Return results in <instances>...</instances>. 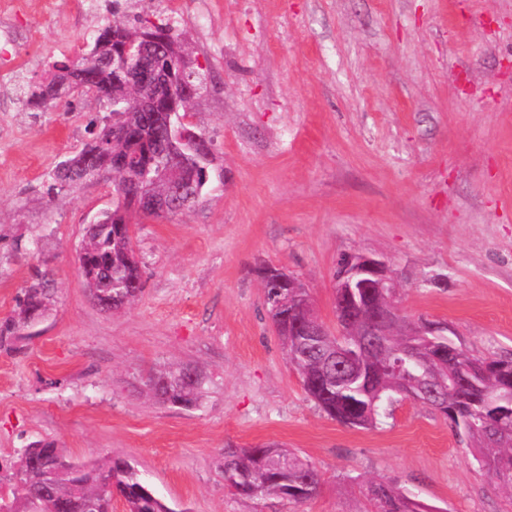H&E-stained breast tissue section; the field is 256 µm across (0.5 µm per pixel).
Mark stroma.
<instances>
[{
	"mask_svg": "<svg viewBox=\"0 0 512 512\" xmlns=\"http://www.w3.org/2000/svg\"><path fill=\"white\" fill-rule=\"evenodd\" d=\"M170 15L205 77L189 107L210 140V185L193 206L133 217L145 287L116 312L90 300L83 228L112 182L48 193L58 162L92 138V112L22 111L0 80V318L34 267L56 301L0 350V457L54 442L131 462L174 512H368L376 480L439 512H512L439 410L410 399L354 428L303 391L263 304L259 271L296 276L328 329L334 274L365 254L396 279L408 319L447 325L477 356L512 357V0H128ZM105 0H23L25 80L77 58ZM39 249H32V241ZM191 365L197 407L146 382ZM279 444L312 463L311 500L247 499L224 487L225 453Z\"/></svg>",
	"mask_w": 512,
	"mask_h": 512,
	"instance_id": "obj_1",
	"label": "stroma"
}]
</instances>
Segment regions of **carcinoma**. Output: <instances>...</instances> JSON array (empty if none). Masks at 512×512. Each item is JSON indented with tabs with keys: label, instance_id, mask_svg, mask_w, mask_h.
<instances>
[{
	"label": "carcinoma",
	"instance_id": "1",
	"mask_svg": "<svg viewBox=\"0 0 512 512\" xmlns=\"http://www.w3.org/2000/svg\"><path fill=\"white\" fill-rule=\"evenodd\" d=\"M113 20L99 28L92 49L78 59L73 90L61 82L71 68L68 61L54 62L41 78L29 82L20 99L25 109L43 111L57 106L75 94L87 106H102L112 116L91 142L66 159L70 173L54 169L47 192L52 193L85 180L84 171L97 165L102 174L112 173V157H124L136 163L137 170L147 164L157 168L159 152L168 132L161 123L147 124L145 113L135 105L151 98L152 91L112 69V55L127 57L128 70L154 63L147 53L153 38L168 39L179 46L187 58V44L175 32L168 18L144 26H129L117 19L120 0L106 5ZM174 93L190 87L200 93L201 74L193 67L175 71ZM132 177L123 172L112 178V209L104 211L95 224L85 230L79 254L81 272L87 287L112 298L117 311L133 302L143 291L139 261L127 247L131 196L136 187L126 185L121 193L118 183ZM50 271L34 270L33 282L19 298L16 315L0 320V349L11 350L15 341L36 316L43 317L55 302ZM264 304L282 341L289 364L299 375L306 393L332 419L351 426L366 427L380 423L383 406L401 396L408 377L421 376L431 382L441 373L438 365H427L436 356L435 348L448 349V390L423 403L448 407V419L457 433L471 445L481 467L498 485L512 494V359L477 357L446 336H435L421 344L417 357L404 356L406 319L395 315L388 335L378 337V345L362 355L365 374L357 380L342 379L341 369L325 355L338 348L359 351L365 337L359 335L365 323L360 314L366 308L387 303V298L372 295L353 310L336 297V325L339 335L324 329V335L312 344L301 343L297 330L304 326L308 310L307 292L298 281L281 269L262 275ZM201 380L184 374V367L165 370L149 378L147 386L163 403L191 408L199 401ZM224 487L234 495L249 499L280 498L303 503L318 491L317 469L297 454L284 448H250L224 457ZM119 495L126 512H173L141 478L130 462L107 457L84 462L70 457L52 442H34L7 462L0 460V512H112V499ZM367 497L374 512H430L419 501L383 482L367 485Z\"/></svg>",
	"mask_w": 512,
	"mask_h": 512
}]
</instances>
